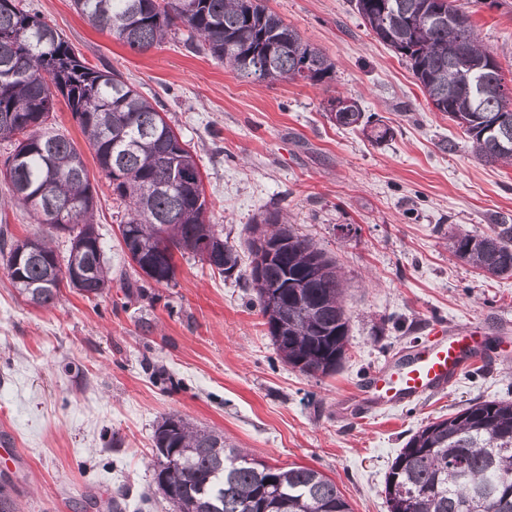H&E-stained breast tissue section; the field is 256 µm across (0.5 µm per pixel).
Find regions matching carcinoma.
Wrapping results in <instances>:
<instances>
[{"label": "carcinoma", "instance_id": "1", "mask_svg": "<svg viewBox=\"0 0 512 512\" xmlns=\"http://www.w3.org/2000/svg\"><path fill=\"white\" fill-rule=\"evenodd\" d=\"M74 9L136 52L165 42L172 27L189 31L188 48L208 51L241 77L260 81L333 79L335 63L258 0H73ZM375 37L405 57L435 110L445 112L488 165H512V121L494 133L488 119L512 116V87L452 0H355ZM77 121L116 200L127 206L123 246L139 253L141 272L157 284L176 273L175 254L208 256L221 274L239 268V255L207 219L196 184L177 173L201 174L196 156L179 140L158 103L123 76L88 67L62 33L17 0H0V141L14 142L5 178L14 201L43 227L39 236L0 239L7 274L24 299L50 308L60 285L75 274L79 292L104 293L109 283L94 226L96 189L82 152L49 127L56 95ZM80 210L69 228L70 250L60 262L51 246L59 212ZM266 227L283 242L261 269L245 277L256 292L275 350L309 375H328L345 358L349 340L345 280L336 262L295 233L288 215L266 211L252 229ZM458 259L490 275L512 274V224L488 233L460 229L449 237ZM287 285L272 309L265 288ZM157 489L174 512H351L336 483L313 468L271 466L248 457L214 429L182 417L162 418L154 433ZM181 457L164 465L165 454ZM388 512H512V401L474 402L413 433L385 478Z\"/></svg>", "mask_w": 512, "mask_h": 512}]
</instances>
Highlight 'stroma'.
I'll list each match as a JSON object with an SVG mask.
<instances>
[{"label":"stroma","mask_w":512,"mask_h":512,"mask_svg":"<svg viewBox=\"0 0 512 512\" xmlns=\"http://www.w3.org/2000/svg\"><path fill=\"white\" fill-rule=\"evenodd\" d=\"M67 37L87 66L119 71L157 100L197 154L211 223L252 256L253 220L290 213L347 279L349 345L335 374L310 377L277 354L256 294L200 258L176 259L159 285L123 251L114 201L64 99L50 126L81 150L99 196L95 227L112 286L88 298L63 288L57 306L18 295L0 262V485L22 512H172L153 475L154 430L177 414L223 432L253 458L333 479L352 512H387L385 476L428 420L483 400H512V275H483L448 249L456 229L512 224V166L484 164L447 114L426 100L405 60L376 40L354 0H263L336 65L332 82H258L186 48V30L139 53L91 25L72 0H23ZM512 79V0H456ZM347 96L392 128L372 143L326 116ZM0 177V226L39 224ZM439 321L478 324L485 364L446 392L392 410L367 407L366 376L423 343Z\"/></svg>","instance_id":"obj_1"}]
</instances>
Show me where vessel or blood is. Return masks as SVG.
Returning <instances> with one entry per match:
<instances>
[{"instance_id":"vessel-or-blood-1","label":"vessel or blood","mask_w":512,"mask_h":512,"mask_svg":"<svg viewBox=\"0 0 512 512\" xmlns=\"http://www.w3.org/2000/svg\"><path fill=\"white\" fill-rule=\"evenodd\" d=\"M480 336L475 328L435 324L429 345L404 353L396 364H384L369 375L364 385L368 400L377 407H395L446 391L473 359Z\"/></svg>"}]
</instances>
